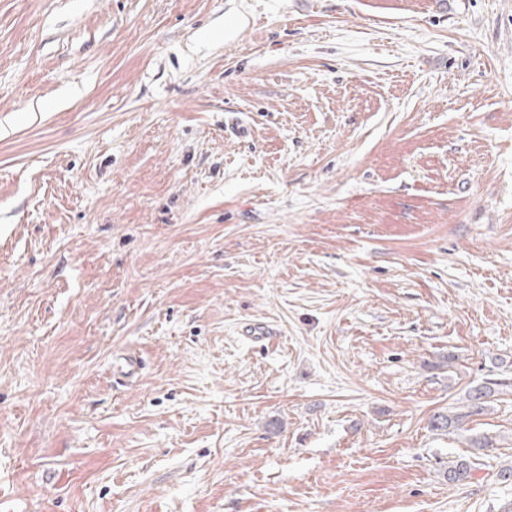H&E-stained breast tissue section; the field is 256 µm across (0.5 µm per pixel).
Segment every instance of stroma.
I'll list each match as a JSON object with an SVG mask.
<instances>
[{"label": "stroma", "instance_id": "35a3bbf8", "mask_svg": "<svg viewBox=\"0 0 512 512\" xmlns=\"http://www.w3.org/2000/svg\"><path fill=\"white\" fill-rule=\"evenodd\" d=\"M489 378L512 0H0V512H512ZM504 385L507 386L503 381L488 379L481 385L470 388L467 395V410L457 414L445 412L434 414L430 420L431 430L447 433L450 428L459 426L466 418L483 414L488 406L487 403L491 402L489 399L494 397L496 391L501 390Z\"/></svg>", "mask_w": 512, "mask_h": 512}]
</instances>
